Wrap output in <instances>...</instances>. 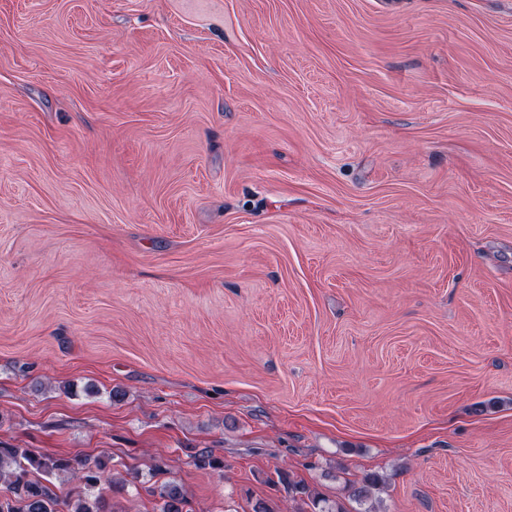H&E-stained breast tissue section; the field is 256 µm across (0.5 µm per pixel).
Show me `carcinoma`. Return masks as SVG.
<instances>
[{
  "label": "carcinoma",
  "mask_w": 512,
  "mask_h": 512,
  "mask_svg": "<svg viewBox=\"0 0 512 512\" xmlns=\"http://www.w3.org/2000/svg\"><path fill=\"white\" fill-rule=\"evenodd\" d=\"M200 469H218L223 461L210 450H202L192 456ZM114 464L108 455L88 457H64L37 454L27 448L0 447V482L6 484L5 493L0 494V512H111L107 493H120L126 488V479L113 473ZM53 475H65L84 484V492L74 497L60 499L50 480ZM280 480L288 491L302 502L318 507L319 493L302 481H294L287 472H279ZM381 484L379 475L364 476L353 485V496L364 505ZM154 498L153 512H185L186 495L171 481L147 487Z\"/></svg>",
  "instance_id": "obj_1"
}]
</instances>
